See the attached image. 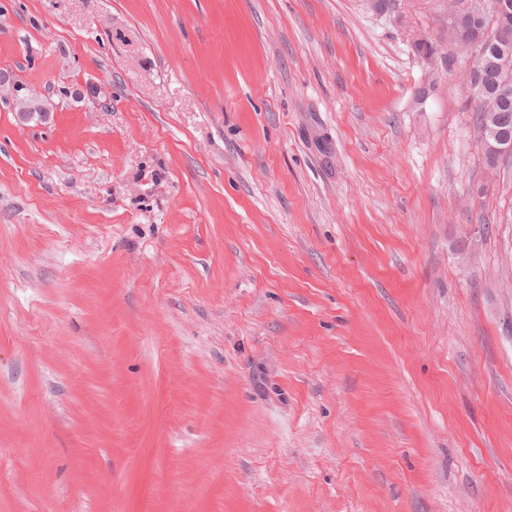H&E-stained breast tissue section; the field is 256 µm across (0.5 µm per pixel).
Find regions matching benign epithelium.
Masks as SVG:
<instances>
[{
	"instance_id": "benign-epithelium-1",
	"label": "benign epithelium",
	"mask_w": 512,
	"mask_h": 512,
	"mask_svg": "<svg viewBox=\"0 0 512 512\" xmlns=\"http://www.w3.org/2000/svg\"><path fill=\"white\" fill-rule=\"evenodd\" d=\"M448 36L478 59L467 81L471 95L489 96L499 108L511 104L512 79L503 72L512 65V0H465L462 8L448 12ZM480 146L491 166L512 155V127L504 122L503 113L492 112L485 119Z\"/></svg>"
}]
</instances>
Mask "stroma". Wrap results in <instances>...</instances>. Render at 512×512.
<instances>
[{"label":"stroma","mask_w":512,"mask_h":512,"mask_svg":"<svg viewBox=\"0 0 512 512\" xmlns=\"http://www.w3.org/2000/svg\"><path fill=\"white\" fill-rule=\"evenodd\" d=\"M455 6L0 0V512H512Z\"/></svg>","instance_id":"35a3bbf8"}]
</instances>
